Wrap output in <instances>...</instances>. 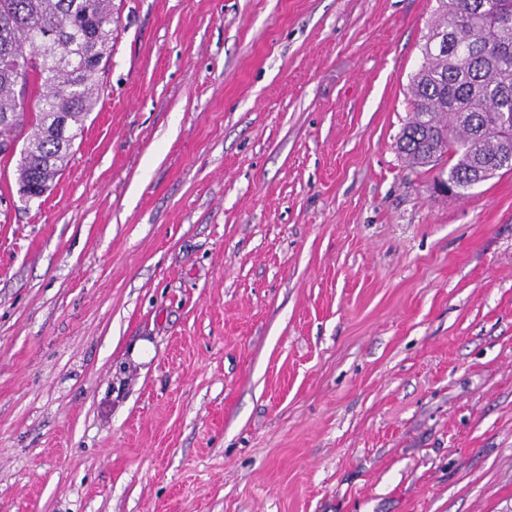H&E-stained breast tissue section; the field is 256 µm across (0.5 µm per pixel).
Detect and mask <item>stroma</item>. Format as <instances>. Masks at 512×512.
<instances>
[{
	"label": "stroma",
	"mask_w": 512,
	"mask_h": 512,
	"mask_svg": "<svg viewBox=\"0 0 512 512\" xmlns=\"http://www.w3.org/2000/svg\"><path fill=\"white\" fill-rule=\"evenodd\" d=\"M437 6L112 0L62 176L0 162V512H512V171L396 149Z\"/></svg>",
	"instance_id": "35a3bbf8"
}]
</instances>
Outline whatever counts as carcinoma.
<instances>
[{
  "label": "carcinoma",
  "instance_id": "cac0c4a2",
  "mask_svg": "<svg viewBox=\"0 0 512 512\" xmlns=\"http://www.w3.org/2000/svg\"><path fill=\"white\" fill-rule=\"evenodd\" d=\"M437 15L397 149L468 190L503 170L502 138L512 132V0H438ZM111 54L112 0H0V160L31 129L18 184L40 188L59 176Z\"/></svg>",
  "mask_w": 512,
  "mask_h": 512
}]
</instances>
